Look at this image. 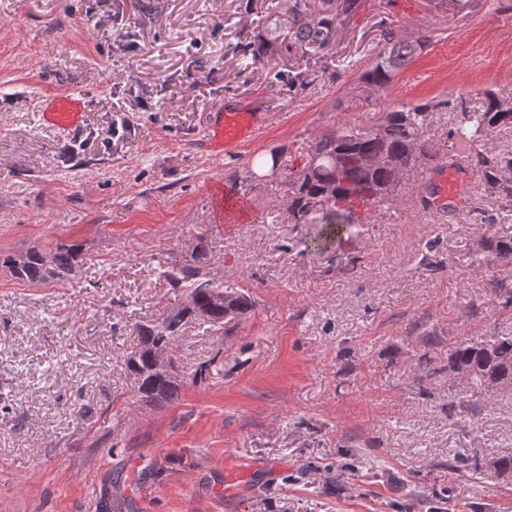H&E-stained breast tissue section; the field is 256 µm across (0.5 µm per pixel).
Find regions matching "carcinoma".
Instances as JSON below:
<instances>
[{
    "label": "carcinoma",
    "instance_id": "obj_1",
    "mask_svg": "<svg viewBox=\"0 0 512 512\" xmlns=\"http://www.w3.org/2000/svg\"><path fill=\"white\" fill-rule=\"evenodd\" d=\"M357 0H320L310 7L308 0H289L288 42H279L277 30L268 29L251 38L242 36L239 49L255 61L272 63L281 50L327 49L336 41L338 28L356 8ZM414 48L396 41L376 57L366 72L368 83L383 86L393 73L411 58ZM430 123L429 108L418 104L386 113L378 123L363 132L338 129L320 136L305 164L297 170L281 167L279 158L271 156L272 164L263 177H279L288 197V223L317 224L319 230L311 240L318 250L333 249L359 223V206L385 208L396 193L413 188L412 180L424 167L440 165L443 155L424 139L423 131ZM512 128V103L492 94L482 107L461 113L449 134L469 148L467 166L505 203H512V181L500 179L504 167L512 168V157L488 154L477 149L485 136ZM390 155L403 171V181L395 184L392 170L368 169L356 158L361 154ZM341 162V177H336V162ZM483 251L501 262H512V239L489 235L483 239ZM82 245L59 244L49 252L36 248L7 257L0 264L7 267L14 279L33 286L48 285L74 276L82 265ZM202 253L159 267L158 280L165 287L182 292L194 308H175L146 322H138L132 333L134 350L125 361L132 379V398L150 406L173 405L179 401L185 382L176 367L166 371L155 368L153 351L174 358L186 325L196 323L228 333L241 320L254 313L255 301L249 290L226 287L224 280L203 271ZM458 367L466 376L464 408L476 411L488 389L509 390L512 395V336L491 335L477 341H461L450 353L448 369ZM486 467L500 477H512V449L492 458Z\"/></svg>",
    "mask_w": 512,
    "mask_h": 512
}]
</instances>
